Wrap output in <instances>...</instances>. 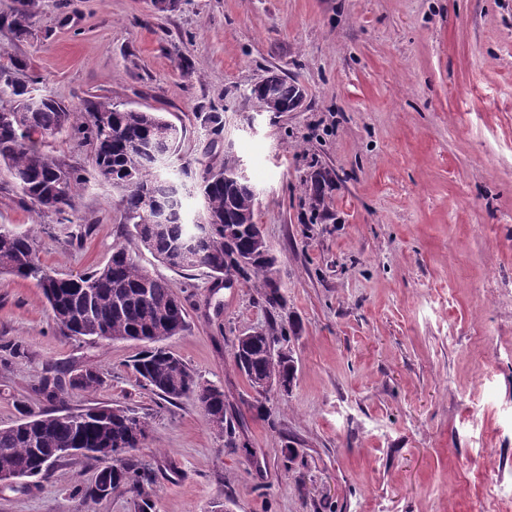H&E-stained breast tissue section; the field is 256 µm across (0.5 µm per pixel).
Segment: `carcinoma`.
<instances>
[{"label": "carcinoma", "mask_w": 512, "mask_h": 512, "mask_svg": "<svg viewBox=\"0 0 512 512\" xmlns=\"http://www.w3.org/2000/svg\"><path fill=\"white\" fill-rule=\"evenodd\" d=\"M8 26L20 36L26 34L31 26L29 9H17ZM25 68L14 59L0 63V84L10 96L9 104L0 105V174L9 176L38 210L63 214L73 209L87 181L81 170L42 150L40 141L64 130L81 134L94 145V178L120 191L124 223L133 225L141 246L172 268L206 269L216 281L258 279L264 287V306L272 312L284 307L279 289H267L277 278L276 261L265 258L269 246L255 224L257 201L234 160L224 159V166L216 171L204 169L200 180L189 184L170 181L161 176L162 166L145 148V142L170 126L159 113L108 102L77 117L49 96L33 97ZM304 96L302 86L278 74L249 92L262 112H287ZM326 180V173L316 171L306 187L315 217L323 205ZM193 194L203 199L207 217L203 226L186 222L185 199ZM160 208L171 214L162 223L153 220ZM0 273L35 281L64 336L145 343L132 369L163 400L175 403L190 398L207 415L226 416L224 388L201 382L183 360L157 345L187 330V310L173 288L150 275L127 247L114 248L106 264L86 274L65 276L39 264L30 234L1 224ZM296 330L294 323L271 321L264 334L233 344L235 364L251 388L270 377L293 382L294 360L279 344ZM102 382L95 365L63 379H43L40 393L50 409L35 414L19 405L20 419L0 429V472L40 478L47 466L60 460V448H110L112 486L135 492L140 498L138 512H153L154 503L145 489L152 482L151 471L126 452L147 446L148 418L121 406L73 411L65 405L68 390L94 392Z\"/></svg>", "instance_id": "cac0c4a2"}]
</instances>
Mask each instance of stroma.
<instances>
[{
  "instance_id": "35a3bbf8",
  "label": "stroma",
  "mask_w": 512,
  "mask_h": 512,
  "mask_svg": "<svg viewBox=\"0 0 512 512\" xmlns=\"http://www.w3.org/2000/svg\"><path fill=\"white\" fill-rule=\"evenodd\" d=\"M17 6L0 0V56L28 63L35 94L161 113L198 172L232 143L298 332L291 390L257 393L231 346L270 320L260 282L218 288L140 251L185 301L188 328L163 345L223 386L229 448L193 400L138 382L140 344L61 335L34 283L0 274V428L17 402L44 410L43 378L94 364L102 385L67 403L148 417L135 456L156 512H490L487 485L512 486V0H31L23 37ZM271 70L304 88L299 110L258 111L248 90ZM45 149L92 168L77 135ZM319 168L315 219L303 182ZM119 200L91 179L74 210L36 212L3 176L0 224L80 275L134 245ZM96 468L68 457L0 487V512H137L122 488L82 497Z\"/></svg>"
}]
</instances>
